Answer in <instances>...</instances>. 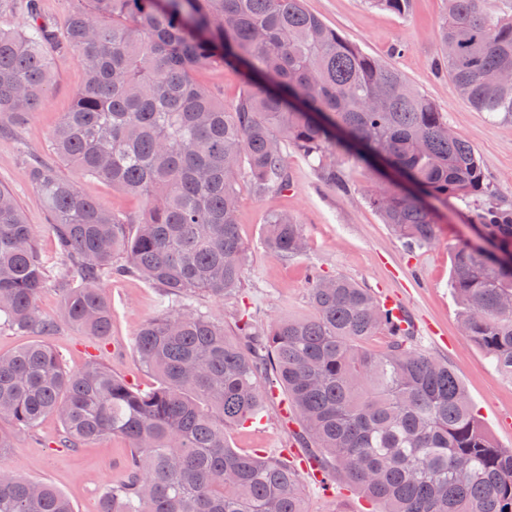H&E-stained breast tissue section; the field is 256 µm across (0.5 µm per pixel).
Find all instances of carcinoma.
<instances>
[{"mask_svg": "<svg viewBox=\"0 0 512 512\" xmlns=\"http://www.w3.org/2000/svg\"><path fill=\"white\" fill-rule=\"evenodd\" d=\"M23 29L0 23V124H18L52 80L47 47L78 52L84 83L51 134L62 162L142 199L139 220L104 209L54 166L35 162L31 181L50 213L59 262L50 270L16 199L0 185V327L50 336L62 321L96 340L109 336L100 283L134 274L161 291L160 308L136 337L158 378L132 388L93 360L70 371L46 343L0 354V425L30 430L47 416L76 449L104 436L130 443L123 473L99 512H304L296 462L230 446L282 390L327 484L343 475L383 512H512V448L485 432L455 373L391 330L379 297L350 278L312 267L311 313L233 325L195 303L236 295L248 271L237 223L238 176L255 191L285 190L284 151L317 162L344 191L336 155L384 157L400 183L369 195L407 247L435 240L427 200L463 204L489 192L472 145L397 69L364 54L304 0H76L63 26L23 0ZM440 57L456 92L478 111L512 122V0H446ZM239 70L230 107L195 78ZM480 234L495 251L459 244L450 287L463 332L512 375V209L494 204ZM266 249L282 261L307 251L300 224L272 213ZM62 293L47 319L35 301ZM240 340L230 338V327ZM388 336L383 351L364 340ZM0 512H73L52 485L0 467Z\"/></svg>", "mask_w": 512, "mask_h": 512, "instance_id": "obj_1", "label": "carcinoma"}]
</instances>
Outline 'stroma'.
I'll list each match as a JSON object with an SVG mask.
<instances>
[{"instance_id":"stroma-1","label":"stroma","mask_w":512,"mask_h":512,"mask_svg":"<svg viewBox=\"0 0 512 512\" xmlns=\"http://www.w3.org/2000/svg\"><path fill=\"white\" fill-rule=\"evenodd\" d=\"M307 7L365 54L398 69L444 112L449 128L475 148L493 195L474 198L470 206L461 208L436 204L434 243L410 251L367 201L383 185L373 168L356 155L340 157L349 189L338 192L324 184L306 158L287 150L288 190L260 194L248 179L240 180L238 222L249 247L246 282L238 296L221 302L210 299L206 305L224 319L244 306L268 319L308 314V278L314 266L345 275L372 292L391 294L418 329L415 345L448 363L488 434L498 446L512 448V426L504 422L512 415V377L498 371L485 351L464 334L449 287L451 254L461 242L474 240L478 215L492 202L512 204V123L476 110L438 67V29L445 0H411L404 13L372 7L367 0H307ZM48 54L53 83L45 101L25 123L0 126V184L13 192L34 226L43 258L52 265L57 243L29 168L36 159L55 163L49 136L82 87L84 71L77 52L52 47ZM195 77L228 108L242 90V77L231 67L201 69ZM62 172L104 208L130 218L141 215L142 201L111 183L82 176L67 166ZM279 211L296 217L308 243L306 253L290 261L271 256L262 241L268 215ZM101 288L112 307V333L105 344L96 345L66 324L48 337V344L68 369H80L95 357L135 389L155 388L157 378L142 367L135 337L141 324L157 312L159 289L135 275L111 277ZM262 418V423L229 429L230 445L246 451L261 448L270 455L283 450L288 431L281 424L277 403H268ZM61 437L60 423L46 417L33 429L14 433L4 463L29 480L53 484L75 512H97L105 490L123 470L129 444L109 436L71 449L61 446ZM301 482L305 512H380L344 480H337L326 492L309 477Z\"/></svg>"}]
</instances>
